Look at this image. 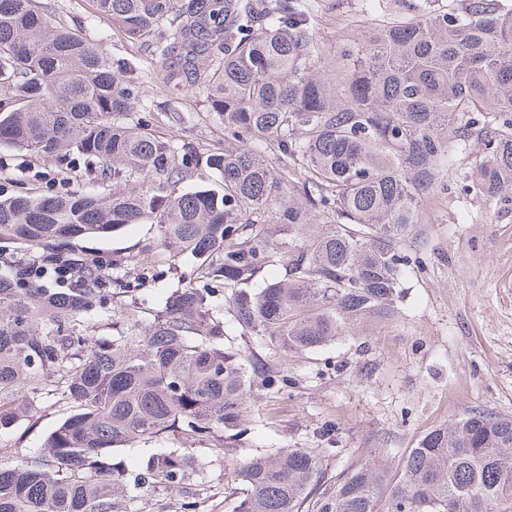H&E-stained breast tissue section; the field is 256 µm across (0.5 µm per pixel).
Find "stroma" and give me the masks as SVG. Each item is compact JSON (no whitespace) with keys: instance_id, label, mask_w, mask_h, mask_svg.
Here are the masks:
<instances>
[{"instance_id":"1","label":"stroma","mask_w":512,"mask_h":512,"mask_svg":"<svg viewBox=\"0 0 512 512\" xmlns=\"http://www.w3.org/2000/svg\"><path fill=\"white\" fill-rule=\"evenodd\" d=\"M317 15L315 36L324 58L339 55L368 28L387 23L398 12L395 0H311ZM52 19L83 29L87 38L122 63L123 77L140 85L134 117L151 114L166 137L191 139L210 149L224 146V127L209 112L202 94L168 78L161 61L130 42L111 18L94 12L89 0H40ZM85 170H62L28 151L0 146V191L28 190L52 195L84 184ZM80 248L107 271L127 273L149 309L176 287L180 271L156 279L153 261L160 245L151 224H133L103 239H87ZM422 256L413 269L398 319L370 342L338 340L322 354L281 355L257 348L273 370L288 374L282 390L255 388L250 406L253 425L238 456L278 448H327L326 477L346 469L369 449L384 451L387 484H395L403 462L423 436L448 420L472 411L512 416V200L449 192L427 209L405 242ZM340 364L323 370L324 356ZM62 407L44 405L37 424L20 421L0 433V456L20 447H37L65 417ZM195 449L200 464L184 488L137 491L133 512H233L242 495L222 458L204 442L167 434L152 442L115 449L112 460L136 471L154 453Z\"/></svg>"}]
</instances>
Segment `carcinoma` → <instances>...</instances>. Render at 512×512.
Wrapping results in <instances>:
<instances>
[{
  "mask_svg": "<svg viewBox=\"0 0 512 512\" xmlns=\"http://www.w3.org/2000/svg\"><path fill=\"white\" fill-rule=\"evenodd\" d=\"M128 38L205 97L224 150L174 143L133 120L136 82L36 0H0V146L70 166L80 191L0 195V244L25 243L72 288L28 275L0 284V432L67 411L36 448L0 464V512H122L137 490L183 487L192 448L148 457L133 476L112 449L191 435L230 455L248 434L258 379L288 386L226 332L288 353L380 335L399 316L415 264L402 244L424 203L473 140L463 194L512 196V7L451 0L367 30L322 61L297 0H92ZM279 152L275 169L264 158ZM210 170L213 187L186 189ZM114 190H109V187ZM278 211L271 223L270 210ZM154 224L164 255L190 273L146 323L124 311L136 291L84 258L77 241ZM110 330L112 335L100 332ZM329 448L230 459L246 486L234 512H512V418L469 413L429 431L388 493L379 452L327 482Z\"/></svg>",
  "mask_w": 512,
  "mask_h": 512,
  "instance_id": "1",
  "label": "carcinoma"
}]
</instances>
